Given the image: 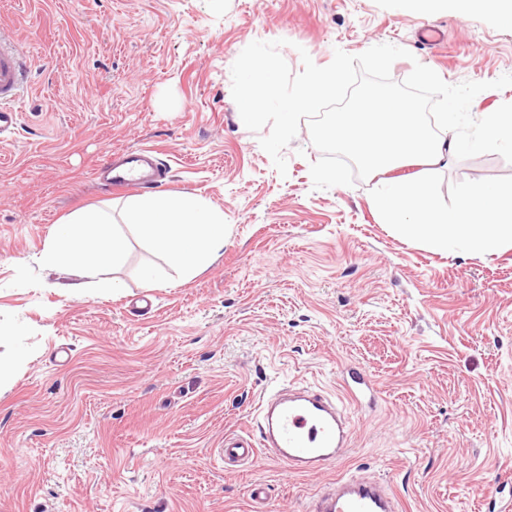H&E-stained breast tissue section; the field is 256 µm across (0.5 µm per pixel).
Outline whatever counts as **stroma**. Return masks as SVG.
<instances>
[{
	"mask_svg": "<svg viewBox=\"0 0 512 512\" xmlns=\"http://www.w3.org/2000/svg\"><path fill=\"white\" fill-rule=\"evenodd\" d=\"M428 26L444 42H419ZM0 28L30 71L0 141V323L23 328L0 337V512H309L345 472L383 479L401 512H487V491L512 481V248L438 252L398 235L373 175L314 188L321 153L304 124L279 173L236 119L231 67L254 41L284 40L295 74L301 52L325 66L388 43L411 54L395 81L417 62L450 84L493 81L512 74V25L489 9L421 17L404 0H0ZM138 148L153 150L161 191L223 211L224 252L184 281L129 232L119 288L72 292L73 273L34 257L76 210L147 195L94 178ZM400 173L450 206L467 186L512 188L496 153ZM347 366L379 399L353 413L335 467L293 474L264 450L217 461L225 435L255 430L267 388L336 394Z\"/></svg>",
	"mask_w": 512,
	"mask_h": 512,
	"instance_id": "1",
	"label": "stroma"
}]
</instances>
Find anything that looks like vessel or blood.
Listing matches in <instances>:
<instances>
[{
  "label": "vessel or blood",
  "mask_w": 512,
  "mask_h": 512,
  "mask_svg": "<svg viewBox=\"0 0 512 512\" xmlns=\"http://www.w3.org/2000/svg\"><path fill=\"white\" fill-rule=\"evenodd\" d=\"M28 83L19 53L9 35L0 30V135L17 126V105ZM94 174L106 189L115 192L158 181L153 152L146 148L109 157ZM369 388L367 374L356 370L344 377L338 396L312 386L272 394L258 407L259 436L248 431L225 436L218 457L226 464L245 463L263 447L289 471H325L339 461L349 440L348 403L358 401ZM311 512H398V504L384 481L344 473L318 498Z\"/></svg>",
  "instance_id": "b4317fda"
}]
</instances>
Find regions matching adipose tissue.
<instances>
[{"label": "adipose tissue", "mask_w": 512, "mask_h": 512, "mask_svg": "<svg viewBox=\"0 0 512 512\" xmlns=\"http://www.w3.org/2000/svg\"><path fill=\"white\" fill-rule=\"evenodd\" d=\"M418 13L447 9H493L512 24V0H406ZM434 123L441 134H430L411 101L389 87H375L358 112L344 123L324 129L326 138L347 146L360 167L381 175L375 208L384 223L430 248L448 251L462 245L491 254L512 247V191L482 185L461 191L447 206L421 178L391 177L403 164L444 166L458 146L452 130L454 115L439 112ZM126 226L145 238L182 279L209 267L224 248V214L191 194L159 193L127 201L122 208ZM47 268L72 270L97 294L112 293L117 283L108 271L127 261L123 236L108 212L91 208L53 225L37 256Z\"/></svg>", "instance_id": "obj_1"}]
</instances>
